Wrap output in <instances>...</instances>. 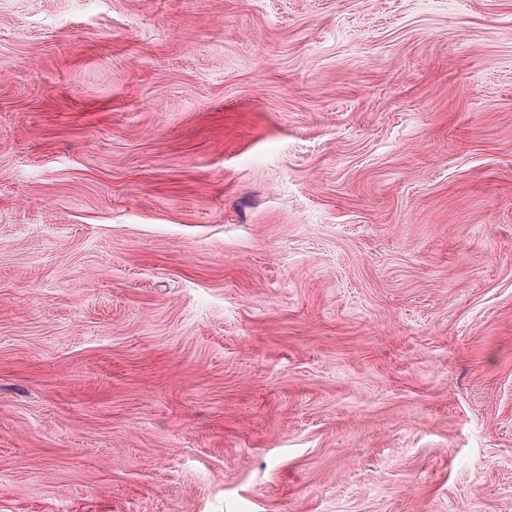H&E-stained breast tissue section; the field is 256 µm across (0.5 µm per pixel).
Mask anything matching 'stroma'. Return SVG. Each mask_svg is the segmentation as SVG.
I'll return each instance as SVG.
<instances>
[{
    "label": "stroma",
    "mask_w": 512,
    "mask_h": 512,
    "mask_svg": "<svg viewBox=\"0 0 512 512\" xmlns=\"http://www.w3.org/2000/svg\"><path fill=\"white\" fill-rule=\"evenodd\" d=\"M0 512H512V0H0Z\"/></svg>",
    "instance_id": "1"
}]
</instances>
